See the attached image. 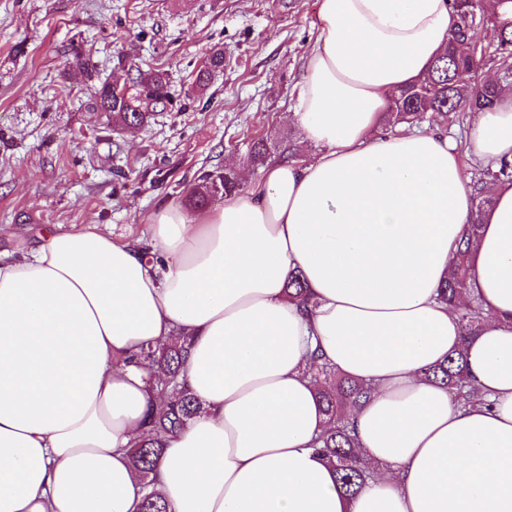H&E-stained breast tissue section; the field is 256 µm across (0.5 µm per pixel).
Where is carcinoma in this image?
Wrapping results in <instances>:
<instances>
[{"label":"carcinoma","instance_id":"1","mask_svg":"<svg viewBox=\"0 0 512 512\" xmlns=\"http://www.w3.org/2000/svg\"><path fill=\"white\" fill-rule=\"evenodd\" d=\"M512 0H453L452 12L456 17V30L448 43L447 53L433 63L426 76L419 82L399 90L390 101L393 123L432 120L439 125H463L471 112H481L493 107L499 100L501 84L484 79V71L493 68L498 72H512V42L503 40V34L512 36V8L504 5ZM224 68V52L211 53L205 69L199 71L196 86L204 91L211 73ZM171 103L169 79L165 72L147 70L139 72L132 86L119 92L107 81L98 83L91 103V110L102 112L112 119L116 127L143 124ZM270 149L263 140L255 141L248 151L247 160L253 166L264 164ZM490 181H512V165L504 163L499 168L476 169L471 173V184L478 203L467 234L458 250L456 272L441 288L443 301L453 304L466 293L468 270L466 259L479 238L480 216L491 206L492 199L484 194ZM224 196L244 191L236 176L223 171L202 172L185 195L191 208H203L212 202L214 192ZM288 297L304 311H309L310 298L300 274L288 282ZM463 326V340L476 334L483 315L479 306L469 301L457 306ZM139 363L156 368L164 377L153 383L152 389L162 408H149L144 419L146 429L141 442L132 449L133 467L143 482L145 494L141 512H168L166 503L150 486L164 444L162 434L178 433L200 411L184 373V347L179 341L163 347H149L139 355ZM309 374L318 388L324 413L328 417L326 428L316 440L321 453L336 474V488L354 496L367 483L370 474L359 462L358 442L350 426L348 409L357 405L366 389L359 382L339 375L330 364L313 355ZM426 376L440 383L454 394L461 405H467L478 396V389L467 376L465 347L426 371Z\"/></svg>","mask_w":512,"mask_h":512}]
</instances>
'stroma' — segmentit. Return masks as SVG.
Returning a JSON list of instances; mask_svg holds the SVG:
<instances>
[{"label":"stroma","instance_id":"35a3bbf8","mask_svg":"<svg viewBox=\"0 0 512 512\" xmlns=\"http://www.w3.org/2000/svg\"><path fill=\"white\" fill-rule=\"evenodd\" d=\"M318 0H0V252L51 224L148 239L150 218L183 201L201 171L246 163L251 140L308 155L282 115L318 35ZM224 67L195 77L213 49ZM130 82L169 75L172 104L136 129L90 111L74 63Z\"/></svg>","mask_w":512,"mask_h":512}]
</instances>
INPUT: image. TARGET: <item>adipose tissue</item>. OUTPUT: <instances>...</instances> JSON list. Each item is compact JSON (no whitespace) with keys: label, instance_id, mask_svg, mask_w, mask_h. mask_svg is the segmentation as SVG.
Here are the masks:
<instances>
[{"label":"adipose tissue","instance_id":"1","mask_svg":"<svg viewBox=\"0 0 512 512\" xmlns=\"http://www.w3.org/2000/svg\"><path fill=\"white\" fill-rule=\"evenodd\" d=\"M317 20L289 109L305 159L157 210L154 262L93 224L0 257V512H139L129 450L152 393L131 359L179 337L202 410L154 475L170 512H512V183L490 185L468 260L479 334L439 299L473 211L460 156L512 161V90L464 145L385 133L391 96L448 47L449 0H319ZM461 346L486 397L466 408L424 376ZM316 347L370 391L350 421L375 476L351 499L313 449Z\"/></svg>","mask_w":512,"mask_h":512}]
</instances>
